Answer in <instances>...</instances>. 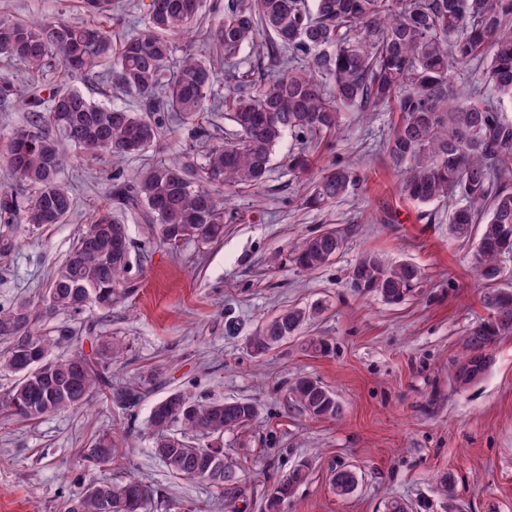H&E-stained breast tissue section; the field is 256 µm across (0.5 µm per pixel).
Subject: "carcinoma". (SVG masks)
I'll use <instances>...</instances> for the list:
<instances>
[{
	"instance_id": "obj_1",
	"label": "carcinoma",
	"mask_w": 512,
	"mask_h": 512,
	"mask_svg": "<svg viewBox=\"0 0 512 512\" xmlns=\"http://www.w3.org/2000/svg\"><path fill=\"white\" fill-rule=\"evenodd\" d=\"M91 20L26 22L0 18V56L22 63L31 74L43 71L54 56L69 78L103 76L136 98L139 111L98 104L77 89L49 92L0 86V102L10 100L29 112L26 123L7 141L4 162L10 175L34 189L23 200L0 188V223L40 227L62 222L73 199L59 176L75 159L109 155L121 161L140 154L161 138L150 112H176L186 121L202 112H223L233 123L229 141L210 147L195 168L188 157L157 158L131 179L112 184L119 208L135 212L160 243L171 249L187 241L208 244L224 236L235 212L224 208V188L254 190L265 181L271 157L287 136L316 146L341 127L342 111L386 108L398 113L385 153L403 178L399 191L420 204L459 199L448 210V235L476 236L475 269L486 289L493 316L473 325L465 337L470 365L481 376L491 363L490 346L512 334V291L500 288L506 276L503 257L512 255V122L496 101H512V0H227L224 18L200 36L193 30L203 0H155L142 3L144 31L119 39L99 19L113 12L112 0H80ZM212 46L228 64L231 89L215 90L219 72L206 64L192 43ZM267 49L277 76L261 67H241L247 48ZM182 52L176 57V52ZM301 60L305 66L290 65ZM482 65L492 100L476 91L455 96V66ZM312 156L304 149L288 155V170L304 174ZM360 182L357 172L338 165L313 185L303 204L324 207L347 195ZM79 245L54 270L45 290V308L28 302L0 309V338L10 342L1 366L17 382L0 409L19 422H34L62 410H81L96 392L112 389L107 372L120 347L101 338L96 355L81 347L54 355L74 341L66 326L45 336L40 323L49 312L80 314L90 305L112 309L130 293L122 278L130 254H117L128 239L126 224L108 208L98 214ZM343 246L335 229L309 236L291 251V262L314 272L333 260ZM350 285L377 293L389 304L414 295L425 281L424 269L392 263L374 252L359 256ZM323 305L290 308L268 320L252 337L263 354L296 336L319 315ZM289 396L314 418L341 415L335 395L318 381L299 378ZM255 418L246 402H202L180 391L157 401L148 419L154 451L171 476L211 484L218 491L235 480L234 471L210 482V457L224 449L198 443L242 429ZM125 442L99 435L86 458L110 466L125 458ZM307 478L292 471L276 485L288 498ZM357 482L355 471H336L331 486L339 497ZM446 512H458L451 474L436 479ZM153 491L132 478L101 482L72 494L63 512H147Z\"/></svg>"
}]
</instances>
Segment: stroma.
<instances>
[{
  "mask_svg": "<svg viewBox=\"0 0 512 512\" xmlns=\"http://www.w3.org/2000/svg\"><path fill=\"white\" fill-rule=\"evenodd\" d=\"M0 16L24 21H84L77 0H0ZM158 146L113 163L75 161L61 176L74 209L60 224L34 228L0 224L14 240L0 254V306L39 302L59 264L110 201L114 178H131L157 157L189 156L202 164L206 143L220 142L231 125L220 112L183 121L155 112ZM397 120L385 109L345 113L340 134L313 153L308 174L288 170L293 139L277 148L260 193L226 196L236 212L222 241H189L178 250L156 243L147 225L121 212L130 241V294L111 311L58 313L44 331L64 324L78 338L108 336L122 352L112 363V387L140 384L132 403L93 395L83 410L18 423L0 412V512H63L65 499L97 482L136 477L155 490L150 512H262L269 492L298 465L309 475L282 512H386L405 502L411 512H444L436 476L449 472L463 512H512V335L497 337L492 362L474 383L460 385L455 365L465 355L470 327L489 317L474 266V243L448 234L445 202L403 199L399 178L382 150ZM350 164L361 183L330 207L302 198L332 163ZM333 228L344 243L334 260L307 273L290 260L303 237ZM377 252L424 268L423 288L402 304L351 288L358 255ZM324 303L300 334L269 352L250 339L282 310ZM327 338L329 355L308 352V338ZM318 380L335 393L340 416L318 420L298 409L288 388ZM181 391L196 398L245 400L257 414L250 425L214 442L236 472L237 487L169 476L144 429L154 403ZM126 437L124 467L95 466L85 455L98 431ZM356 471L348 497L330 486L335 470Z\"/></svg>",
  "mask_w": 512,
  "mask_h": 512,
  "instance_id": "35a3bbf8",
  "label": "stroma"
}]
</instances>
